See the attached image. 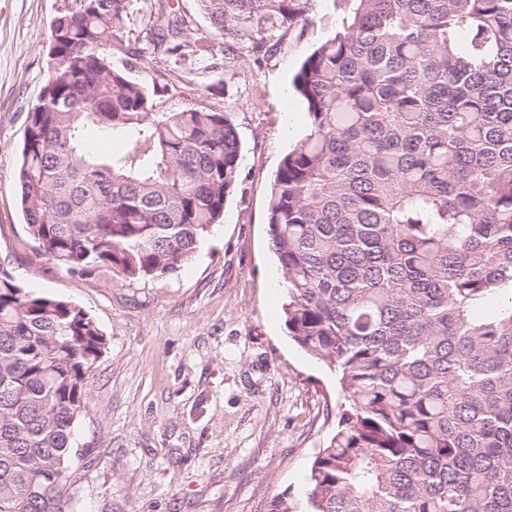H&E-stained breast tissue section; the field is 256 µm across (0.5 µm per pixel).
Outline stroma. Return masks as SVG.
Returning a JSON list of instances; mask_svg holds the SVG:
<instances>
[{"label":"stroma","instance_id":"1","mask_svg":"<svg viewBox=\"0 0 512 512\" xmlns=\"http://www.w3.org/2000/svg\"><path fill=\"white\" fill-rule=\"evenodd\" d=\"M62 0H0V267L36 295L87 311L107 339L73 438V512H268L302 497L344 394L288 336L266 202L283 156L307 132L293 74L341 26L340 0H315L262 66L235 78L190 74L196 101L231 110L242 143L224 220L178 274L83 276L42 256L15 193L25 118L45 82Z\"/></svg>","mask_w":512,"mask_h":512}]
</instances>
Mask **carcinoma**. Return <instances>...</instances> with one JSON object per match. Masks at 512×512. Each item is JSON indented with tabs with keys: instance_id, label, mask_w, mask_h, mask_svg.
<instances>
[{
	"instance_id": "obj_1",
	"label": "carcinoma",
	"mask_w": 512,
	"mask_h": 512,
	"mask_svg": "<svg viewBox=\"0 0 512 512\" xmlns=\"http://www.w3.org/2000/svg\"><path fill=\"white\" fill-rule=\"evenodd\" d=\"M133 2L62 0L17 184L48 260L159 279L223 218L242 152L224 108L163 109L175 67L259 66L314 0H196L205 28L154 0L131 41ZM344 2L292 77L308 131L266 224L288 335L349 405L304 510L270 512H512V0ZM149 59L166 64L150 86L129 76ZM106 345L83 308L0 272V512H71V438Z\"/></svg>"
}]
</instances>
